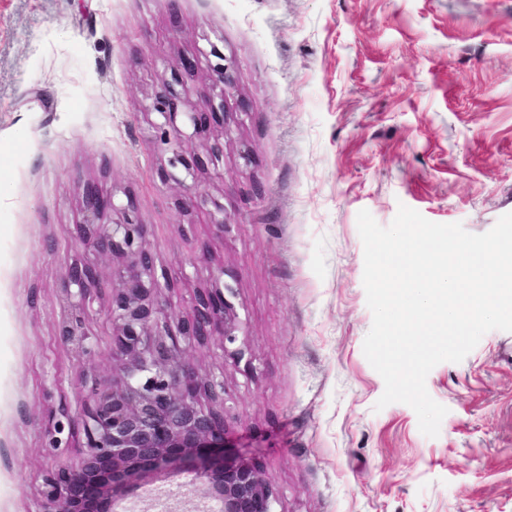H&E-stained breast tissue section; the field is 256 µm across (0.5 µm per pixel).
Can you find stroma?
Returning a JSON list of instances; mask_svg holds the SVG:
<instances>
[{
	"instance_id": "35a3bbf8",
	"label": "stroma",
	"mask_w": 512,
	"mask_h": 512,
	"mask_svg": "<svg viewBox=\"0 0 512 512\" xmlns=\"http://www.w3.org/2000/svg\"><path fill=\"white\" fill-rule=\"evenodd\" d=\"M220 53L239 121L215 164ZM175 73L207 115L186 156L232 215L221 237L179 207L149 128ZM87 183L133 200L158 264L196 287L220 266L235 286L252 370L192 358L223 369L229 432L278 512H512V332L429 372L437 437L406 404L375 410L357 227L403 204L481 234L512 212V0H0V512H37L48 471L78 459L48 449L49 424L110 378L102 312L94 374L56 336ZM192 478L124 503L178 491L187 512Z\"/></svg>"
}]
</instances>
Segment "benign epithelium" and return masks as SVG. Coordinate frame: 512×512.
Segmentation results:
<instances>
[{"label": "benign epithelium", "instance_id": "1", "mask_svg": "<svg viewBox=\"0 0 512 512\" xmlns=\"http://www.w3.org/2000/svg\"><path fill=\"white\" fill-rule=\"evenodd\" d=\"M213 84L225 98L233 85V66L211 67ZM177 93L169 84L155 93L151 122L155 138L170 148L163 170L185 195V205L204 212L219 234L232 223L224 206L212 201L197 182L198 167L185 151L202 126L203 113L176 111ZM80 219L74 225L81 249L64 265L57 323L60 341L75 353L83 370L94 367L98 352L88 331L91 308L103 300L111 336V379L92 388L75 415L62 414L48 432V447L80 449L75 466L49 474L38 512H114L116 503L137 486L171 470L195 473L208 498L223 512H277L278 494L260 470L243 458L225 455L227 393L224 373L201 374L191 351L215 345L222 356L252 368V356L224 281V268L211 274L208 288L180 298L172 293L188 279L180 270L159 280L147 225L132 201L86 187Z\"/></svg>", "mask_w": 512, "mask_h": 512}]
</instances>
